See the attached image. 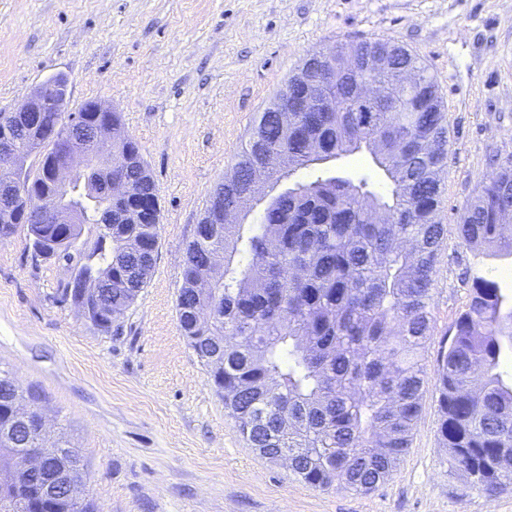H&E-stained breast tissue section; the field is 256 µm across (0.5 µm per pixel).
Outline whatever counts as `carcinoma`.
I'll return each mask as SVG.
<instances>
[{
    "label": "carcinoma",
    "instance_id": "1",
    "mask_svg": "<svg viewBox=\"0 0 512 512\" xmlns=\"http://www.w3.org/2000/svg\"><path fill=\"white\" fill-rule=\"evenodd\" d=\"M387 57L389 67L414 69L424 80L382 112H355L350 91L336 92L329 112H293L288 124L264 112L235 167L241 183L224 202L249 215L246 184L271 185L319 160L366 149L390 183L388 195L365 178L296 181L273 198L259 224H222L187 249L177 299L184 336L224 342V383L234 389L225 409L261 456L277 461L288 449L292 473L313 488L341 483L371 492L395 470L411 444L428 384L421 351L433 335V276L443 239L437 220L441 174L448 162L446 118L437 85L407 48L375 39L342 45ZM271 162L252 169L255 140ZM128 156L129 178L149 196L155 182L140 148L122 134L113 147ZM512 163L485 178L456 224L461 243L479 257H512ZM26 229L33 254L76 260L94 307L120 316L145 288L154 265L159 219L98 230L80 241L82 225L0 223V241ZM469 302L449 329L434 372L440 435L449 461L472 466L512 448V296L499 282L468 275ZM212 309L196 328L187 304ZM34 392L12 385L0 370V472L19 466L21 449L40 448L66 477L82 475L81 459L64 437L41 434ZM492 495L512 486V465L473 482ZM0 512H94L61 491L52 497L37 475L0 485Z\"/></svg>",
    "mask_w": 512,
    "mask_h": 512
}]
</instances>
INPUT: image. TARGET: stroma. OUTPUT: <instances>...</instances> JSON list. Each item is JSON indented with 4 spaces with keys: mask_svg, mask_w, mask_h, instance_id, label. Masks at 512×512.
I'll return each mask as SVG.
<instances>
[{
    "mask_svg": "<svg viewBox=\"0 0 512 512\" xmlns=\"http://www.w3.org/2000/svg\"><path fill=\"white\" fill-rule=\"evenodd\" d=\"M357 39L419 56L447 118L430 372L466 308L468 268L512 293V259L476 261L455 230L512 161V0H0V112L64 77L67 111L117 112L157 187L154 268L111 332L59 302L70 263L34 257L22 231L0 242V368L41 393L97 512H512V487L486 496L450 466L431 384L408 452L375 490L305 484L251 448L179 325L186 247L255 120L309 52ZM335 175L388 188L365 152L295 177Z\"/></svg>",
    "mask_w": 512,
    "mask_h": 512,
    "instance_id": "35a3bbf8",
    "label": "stroma"
}]
</instances>
